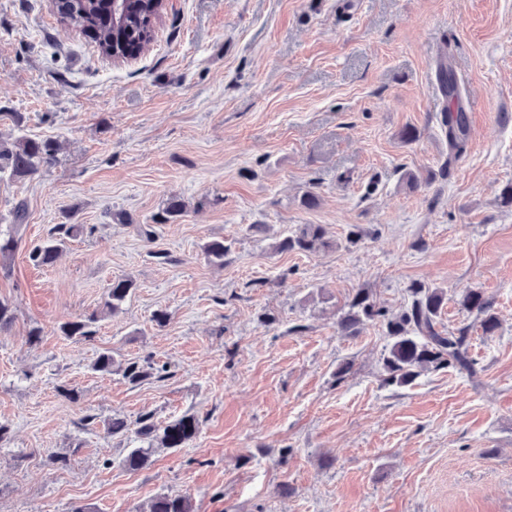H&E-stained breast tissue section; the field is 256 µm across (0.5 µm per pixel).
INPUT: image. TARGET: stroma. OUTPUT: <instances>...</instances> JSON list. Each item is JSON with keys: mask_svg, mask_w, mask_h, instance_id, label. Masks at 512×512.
Listing matches in <instances>:
<instances>
[{"mask_svg": "<svg viewBox=\"0 0 512 512\" xmlns=\"http://www.w3.org/2000/svg\"><path fill=\"white\" fill-rule=\"evenodd\" d=\"M443 59L474 101L453 162ZM20 133L61 150L0 179V233L22 238L0 267L15 306L0 331V512H146L163 493L194 512H512V0H168L152 49L124 62L62 29L49 0H0V138ZM174 195L185 215L152 224ZM69 207L82 232L33 266L29 247ZM305 224L335 248L274 251ZM212 239L231 246L223 267L202 254ZM119 277L136 284L123 313L86 341L58 333ZM414 282L446 291L439 321L468 327L475 376L387 386L381 323L338 332L358 289L397 314ZM466 288L492 299L494 335L458 306ZM105 350L151 377L94 371ZM185 414L192 441L126 467L142 418ZM112 418L130 435H108Z\"/></svg>", "mask_w": 512, "mask_h": 512, "instance_id": "stroma-1", "label": "stroma"}]
</instances>
